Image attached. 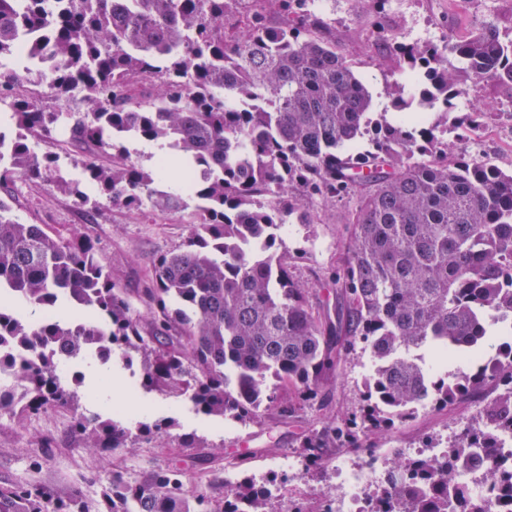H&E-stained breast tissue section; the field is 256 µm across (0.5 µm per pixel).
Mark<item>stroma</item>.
I'll return each mask as SVG.
<instances>
[{"instance_id": "1", "label": "stroma", "mask_w": 512, "mask_h": 512, "mask_svg": "<svg viewBox=\"0 0 512 512\" xmlns=\"http://www.w3.org/2000/svg\"><path fill=\"white\" fill-rule=\"evenodd\" d=\"M315 10L331 21L337 42L350 53L359 71L372 78L374 114H390L396 78L383 76L379 57L371 47L374 14L370 4L366 0H343L340 11H332L325 4L316 5ZM477 13L510 25L512 0H468L464 5L457 0L392 2L386 23L405 41L436 42L448 24L464 29ZM9 203L22 223L48 225L63 237L77 229L87 232L99 257L140 312L147 309L142 290L150 282L155 259L182 246L191 220L186 211H140L112 205L104 198L90 210L50 181L16 182ZM352 207L348 200L318 206L313 225L292 224L283 234V246L296 274L312 282L320 298H336L335 288L324 281L323 275L339 263ZM368 365V354L354 351L324 386L322 411L301 414L298 421L288 424H276L265 417L243 423L197 414L185 399L165 398L139 389L140 364L127 369L116 365L112 371L119 381L117 402L130 411L128 426L134 429L142 423L168 419L171 427L151 439L134 438L127 448L104 456L94 467L90 464V449L71 428L69 411L52 407L21 426L5 418L0 420V483L35 481L63 492L78 485L86 497L93 499L113 471L131 476L155 464L179 467L191 478L202 471L220 473L233 466L250 475L282 455L297 453L301 432L315 425L318 418L341 416L358 407L361 380ZM470 410V404L462 403L397 424L373 435L376 453L387 456L394 440L409 444L445 435ZM186 433L196 434L198 447H182L180 437Z\"/></svg>"}]
</instances>
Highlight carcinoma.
<instances>
[{"label":"carcinoma","mask_w":512,"mask_h":512,"mask_svg":"<svg viewBox=\"0 0 512 512\" xmlns=\"http://www.w3.org/2000/svg\"><path fill=\"white\" fill-rule=\"evenodd\" d=\"M327 28L313 0H0V58L30 62L0 73V113L16 127L0 131V188L49 178L57 159L29 139L66 127L112 204L181 212L197 201L186 242L152 267L146 326L88 234L22 224L0 198V293L47 310L35 325L0 303V343L60 348L15 370L23 396L0 394V417L59 407L97 453L127 447L129 429L79 411L81 377L58 372L61 359L94 352L125 365L142 355L140 387L184 396L197 413L288 423L322 409L324 384L359 346L372 367L363 403L300 437L305 470H323L334 448L364 447L426 399L446 407L490 383L508 395L462 421L456 456L512 498L494 444L512 432V169L454 153L438 111L484 83L512 100V36L484 18L435 44L404 43L376 23L386 66L415 87L434 82L437 96L396 99L369 139L372 94ZM40 80L66 108L20 92ZM127 138L166 154L146 169L129 160ZM175 167L177 190L159 188L157 174ZM60 188L98 204L79 180ZM345 197L356 206L329 274L341 299L332 306L278 245L288 220L313 224L311 206ZM248 236L259 240L251 250L240 246ZM390 471L379 512H448L451 461L398 455ZM250 495L245 482L224 490L217 473L191 491L169 466L112 474L94 511L79 487L2 484L0 512H236ZM457 499L458 512H494L470 492Z\"/></svg>","instance_id":"carcinoma-1"}]
</instances>
